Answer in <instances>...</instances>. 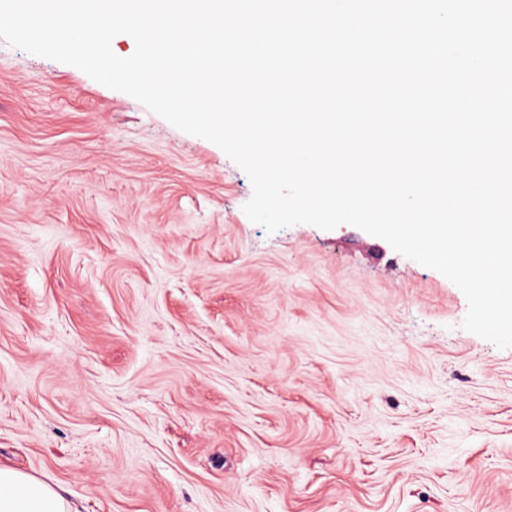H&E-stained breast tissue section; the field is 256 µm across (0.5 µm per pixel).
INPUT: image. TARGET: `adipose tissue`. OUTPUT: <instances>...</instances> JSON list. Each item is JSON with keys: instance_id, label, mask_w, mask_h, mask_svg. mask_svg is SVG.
Instances as JSON below:
<instances>
[{"instance_id": "1", "label": "adipose tissue", "mask_w": 512, "mask_h": 512, "mask_svg": "<svg viewBox=\"0 0 512 512\" xmlns=\"http://www.w3.org/2000/svg\"><path fill=\"white\" fill-rule=\"evenodd\" d=\"M0 512H70L66 499L48 483L0 468Z\"/></svg>"}]
</instances>
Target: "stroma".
<instances>
[{"label":"stroma","instance_id":"35a3bbf8","mask_svg":"<svg viewBox=\"0 0 512 512\" xmlns=\"http://www.w3.org/2000/svg\"><path fill=\"white\" fill-rule=\"evenodd\" d=\"M0 40V465L75 512H512V348L343 224Z\"/></svg>","mask_w":512,"mask_h":512}]
</instances>
